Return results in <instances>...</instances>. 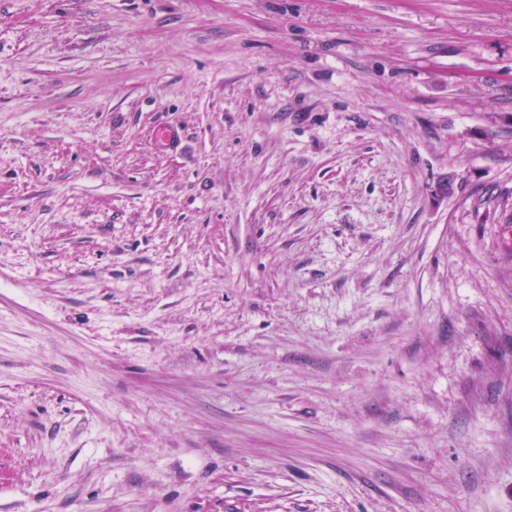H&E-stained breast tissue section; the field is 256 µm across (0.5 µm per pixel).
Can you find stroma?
<instances>
[{"label":"stroma","mask_w":512,"mask_h":512,"mask_svg":"<svg viewBox=\"0 0 512 512\" xmlns=\"http://www.w3.org/2000/svg\"><path fill=\"white\" fill-rule=\"evenodd\" d=\"M0 512H512V0H0Z\"/></svg>","instance_id":"35a3bbf8"}]
</instances>
